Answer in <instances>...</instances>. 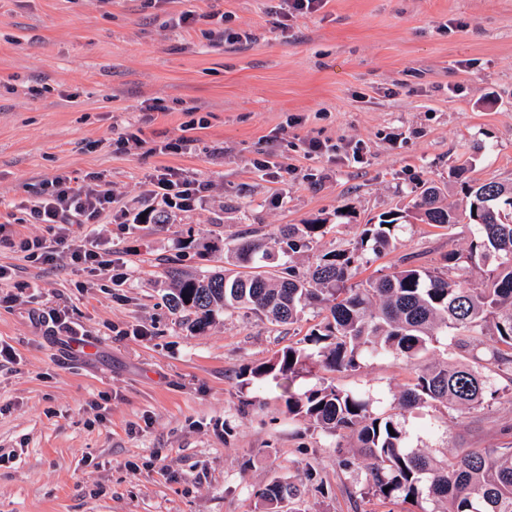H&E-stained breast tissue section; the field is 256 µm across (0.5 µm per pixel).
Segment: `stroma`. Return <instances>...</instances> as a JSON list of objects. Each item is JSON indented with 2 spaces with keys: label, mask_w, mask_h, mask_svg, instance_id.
Instances as JSON below:
<instances>
[{
  "label": "stroma",
  "mask_w": 512,
  "mask_h": 512,
  "mask_svg": "<svg viewBox=\"0 0 512 512\" xmlns=\"http://www.w3.org/2000/svg\"><path fill=\"white\" fill-rule=\"evenodd\" d=\"M188 10L198 22L179 26ZM309 139L336 151L306 156ZM464 161L512 182V0H326L289 18L281 0H0V512H268L259 491L310 464L326 491L306 512H409L361 495L335 437L284 403L323 381L392 402L401 361L243 388L238 373L302 340L315 312L276 326L237 311L192 331L167 296L223 266L225 240L250 226L275 236L344 209L319 246L345 247L422 184L461 202L449 173ZM162 167L207 183L203 201L168 209L150 184ZM90 172L114 203L69 240L93 241L103 266L28 261L20 240L55 232L26 207L54 176L78 187ZM400 237L367 274L408 253L436 266L469 228L412 218ZM38 307L66 309L83 347L35 324ZM410 424L425 448H494L512 441V397Z\"/></svg>",
  "instance_id": "obj_1"
}]
</instances>
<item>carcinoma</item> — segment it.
<instances>
[{"mask_svg":"<svg viewBox=\"0 0 512 512\" xmlns=\"http://www.w3.org/2000/svg\"><path fill=\"white\" fill-rule=\"evenodd\" d=\"M471 173L467 160L451 173L462 206L442 205L440 188L424 185L414 210L382 214L349 247L320 251L306 270L296 256L329 233L327 219L287 224L278 237L247 229L224 242V271L182 279L171 296L174 309L196 315L194 327L240 309L278 326L300 322L308 309L323 313L303 345L244 369L243 387L320 369L357 372L376 357L402 360L411 382L389 408L375 411L364 393L331 383L288 390L285 406L291 418L336 434L338 462L364 473L363 494L404 502L411 495L418 512H512V441L437 453L414 445L406 425L412 410L471 412L512 393V184ZM410 216L436 228L468 224L467 246L444 254L437 267L405 257L393 271L361 279L371 257L398 248ZM443 338L448 352L439 354ZM260 497L304 512L290 482L275 480Z\"/></svg>","mask_w":512,"mask_h":512,"instance_id":"1","label":"carcinoma"}]
</instances>
